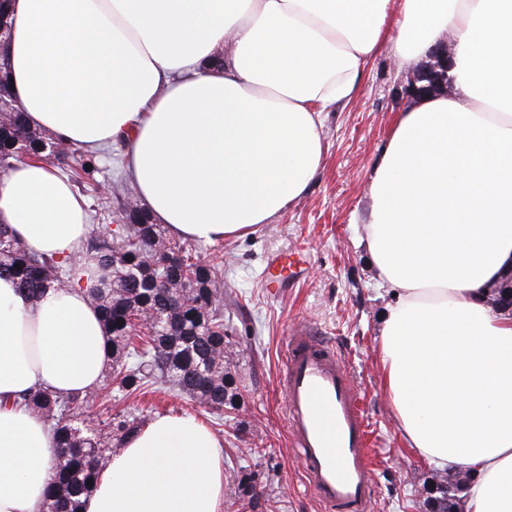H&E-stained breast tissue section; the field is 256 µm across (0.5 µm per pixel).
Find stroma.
Returning <instances> with one entry per match:
<instances>
[{
	"label": "stroma",
	"instance_id": "obj_1",
	"mask_svg": "<svg viewBox=\"0 0 512 512\" xmlns=\"http://www.w3.org/2000/svg\"><path fill=\"white\" fill-rule=\"evenodd\" d=\"M408 77L387 50L370 58L355 100L325 117L326 151L308 194L247 237L204 243V262L224 282L231 351L225 369L239 392L223 418L174 391L126 399L109 384L85 410L86 417L97 418L108 402L116 414L131 411L147 421L188 414L216 429L224 441L223 512H326L304 487L281 396L286 338L302 324L327 337L361 390L372 431L376 512H426L421 491L434 469L405 447L380 382L379 318L391 295L375 287L356 234L371 168L397 112L412 102ZM124 174L123 165L101 158V190L85 197L92 230L111 229L119 208L105 206L104 190ZM294 248L303 249L309 271L282 294L270 296L267 260Z\"/></svg>",
	"mask_w": 512,
	"mask_h": 512
}]
</instances>
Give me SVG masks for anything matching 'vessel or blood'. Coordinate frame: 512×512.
<instances>
[{"label":"vessel or blood","mask_w":512,"mask_h":512,"mask_svg":"<svg viewBox=\"0 0 512 512\" xmlns=\"http://www.w3.org/2000/svg\"><path fill=\"white\" fill-rule=\"evenodd\" d=\"M300 273L298 260L275 255L267 265L268 285L286 288ZM284 366L287 427L304 461L307 489L327 512H373L368 422L344 361L303 328L288 337Z\"/></svg>","instance_id":"1"}]
</instances>
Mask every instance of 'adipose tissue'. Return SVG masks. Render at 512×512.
I'll return each mask as SVG.
<instances>
[{
  "label": "adipose tissue",
  "mask_w": 512,
  "mask_h": 512,
  "mask_svg": "<svg viewBox=\"0 0 512 512\" xmlns=\"http://www.w3.org/2000/svg\"><path fill=\"white\" fill-rule=\"evenodd\" d=\"M396 20H389L391 2ZM11 90L28 123L84 150L122 145L145 209L173 233L239 239L304 198L329 109L388 48L401 68L452 36L448 92L401 110L374 164L359 240L392 292L382 388L428 464L474 473L465 512H512V0H10ZM233 56L208 66L225 42ZM0 221L77 258L74 283L30 302L0 279V512H43L55 479L36 389L93 395L111 346L80 258L87 206L42 160L0 176ZM224 451L191 415H162L112 453L83 512H222Z\"/></svg>",
  "instance_id": "obj_1"
}]
</instances>
